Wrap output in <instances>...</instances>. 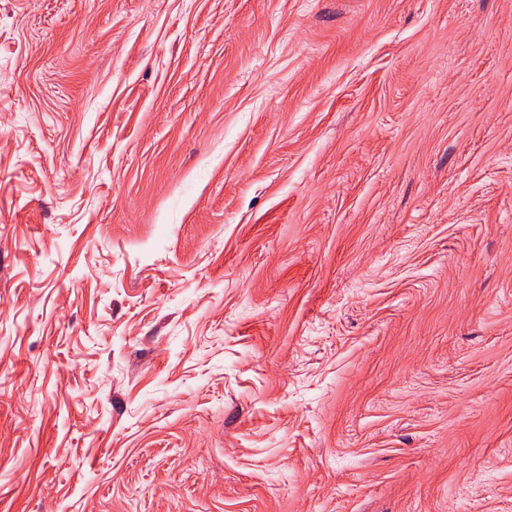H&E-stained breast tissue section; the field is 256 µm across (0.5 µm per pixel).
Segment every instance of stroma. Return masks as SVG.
<instances>
[{"instance_id":"1","label":"stroma","mask_w":512,"mask_h":512,"mask_svg":"<svg viewBox=\"0 0 512 512\" xmlns=\"http://www.w3.org/2000/svg\"><path fill=\"white\" fill-rule=\"evenodd\" d=\"M0 512H512V0H0Z\"/></svg>"}]
</instances>
